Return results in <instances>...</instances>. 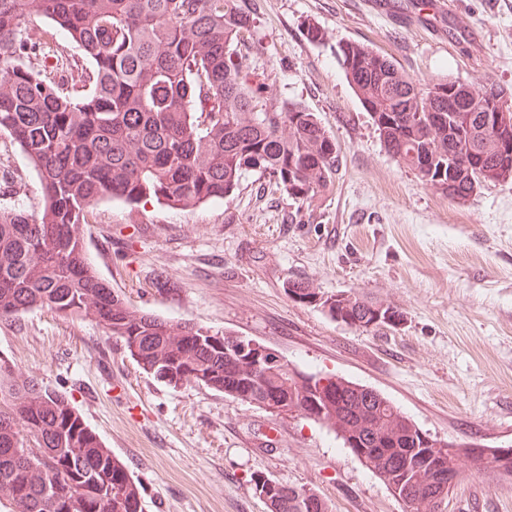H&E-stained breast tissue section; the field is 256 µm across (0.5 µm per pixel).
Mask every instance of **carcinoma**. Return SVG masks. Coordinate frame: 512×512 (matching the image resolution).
Listing matches in <instances>:
<instances>
[{
    "label": "carcinoma",
    "instance_id": "carcinoma-1",
    "mask_svg": "<svg viewBox=\"0 0 512 512\" xmlns=\"http://www.w3.org/2000/svg\"><path fill=\"white\" fill-rule=\"evenodd\" d=\"M254 12L247 0H0V132L38 173L41 211L29 213L19 182L0 203V317L41 308L91 314L120 338L154 380L187 381L236 397L253 368L231 361V332L210 333L131 309L97 274L81 224L110 197L180 209L222 199L249 172L267 173L301 204L330 191L336 139L297 102L261 98L238 46ZM46 21L41 27L38 22ZM345 76L387 151L423 185L468 201L488 184L512 181V163L489 149V128L512 133V96L495 81L475 90L441 78L422 83L354 41L338 45ZM470 155L472 174L448 181L449 160ZM287 294L319 298L331 319L397 328L405 312L357 292L322 295L290 280ZM293 369L270 372L263 389L274 414L305 411L308 387ZM315 421L342 441L357 439L361 462L403 512H446L448 480L465 470L512 476L492 451L433 438L386 397L336 375ZM34 442L33 459L20 446ZM253 490L267 512H299V488L260 472ZM0 497L11 512H143L140 485L104 448L60 392L19 377L0 359Z\"/></svg>",
    "mask_w": 512,
    "mask_h": 512
}]
</instances>
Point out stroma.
Returning <instances> with one entry per match:
<instances>
[{"label":"stroma","instance_id":"stroma-1","mask_svg":"<svg viewBox=\"0 0 512 512\" xmlns=\"http://www.w3.org/2000/svg\"><path fill=\"white\" fill-rule=\"evenodd\" d=\"M256 0L245 42L264 96L307 106L334 135L335 183L307 207L248 174L221 201L172 209L103 199L83 226L97 273L131 308L229 331L299 371L337 375L390 399L421 430L512 447V182L467 202L421 185L386 151L336 55L356 41L419 79L512 92V0ZM325 32L310 41L308 23ZM38 177L0 135V196ZM353 290L401 308L400 329L363 330L291 300L287 280ZM0 359L66 395L141 485L143 512H267L254 473L310 489L332 512H402L392 491L324 425L276 416L195 383L147 375L90 318L33 310L0 318ZM447 512H512V477L469 475Z\"/></svg>","mask_w":512,"mask_h":512}]
</instances>
